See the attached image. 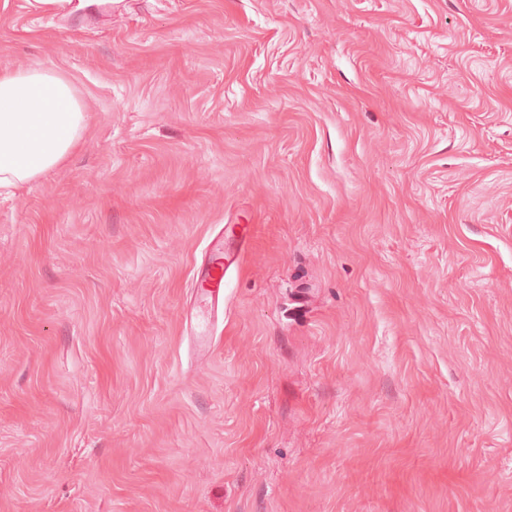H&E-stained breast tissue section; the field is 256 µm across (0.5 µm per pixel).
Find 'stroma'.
Returning <instances> with one entry per match:
<instances>
[{
  "label": "stroma",
  "instance_id": "1",
  "mask_svg": "<svg viewBox=\"0 0 512 512\" xmlns=\"http://www.w3.org/2000/svg\"><path fill=\"white\" fill-rule=\"evenodd\" d=\"M37 62L88 124L0 194V512H512V0H0ZM243 225H224L221 237L210 244L201 273L195 275L193 288L212 309L224 302L225 274L237 263L240 247L248 239V230Z\"/></svg>",
  "mask_w": 512,
  "mask_h": 512
}]
</instances>
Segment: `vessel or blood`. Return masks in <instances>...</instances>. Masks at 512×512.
<instances>
[{
	"instance_id": "vessel-or-blood-1",
	"label": "vessel or blood",
	"mask_w": 512,
	"mask_h": 512,
	"mask_svg": "<svg viewBox=\"0 0 512 512\" xmlns=\"http://www.w3.org/2000/svg\"><path fill=\"white\" fill-rule=\"evenodd\" d=\"M248 238V230L240 224L225 225L221 237L212 241L206 261L193 286L202 301L218 306L224 300V277L236 264L239 250Z\"/></svg>"
}]
</instances>
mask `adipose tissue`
I'll return each instance as SVG.
<instances>
[{
  "label": "adipose tissue",
  "instance_id": "ef3b65f1",
  "mask_svg": "<svg viewBox=\"0 0 512 512\" xmlns=\"http://www.w3.org/2000/svg\"><path fill=\"white\" fill-rule=\"evenodd\" d=\"M86 126L81 98L63 72L39 63L1 67L0 188H21L63 166Z\"/></svg>",
  "mask_w": 512,
  "mask_h": 512
}]
</instances>
